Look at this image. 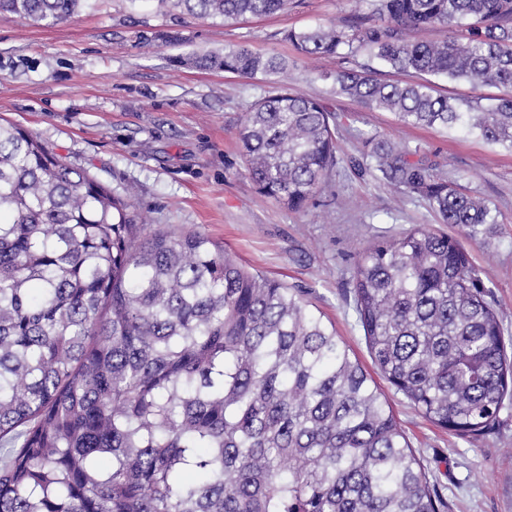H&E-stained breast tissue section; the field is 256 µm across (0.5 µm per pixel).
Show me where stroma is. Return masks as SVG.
<instances>
[{
	"mask_svg": "<svg viewBox=\"0 0 512 512\" xmlns=\"http://www.w3.org/2000/svg\"><path fill=\"white\" fill-rule=\"evenodd\" d=\"M368 11L367 0H293L270 16L197 20L155 0H89L50 26L0 17V122L32 131L117 192L133 189L149 227L205 233L250 272L305 288L365 369L373 363L353 310L355 263L416 224L465 247L512 342V150L461 130L405 126L337 96L321 75L339 59L300 55L284 39ZM232 45L287 58L290 89L336 118L338 163L302 209L261 196L244 172L239 132L272 81L188 62ZM370 135L420 148L460 190L487 200L497 224L470 236L441 223L426 200L359 173L353 163ZM380 389L447 512H512V400L499 427L472 441L419 416L389 384Z\"/></svg>",
	"mask_w": 512,
	"mask_h": 512,
	"instance_id": "1",
	"label": "stroma"
}]
</instances>
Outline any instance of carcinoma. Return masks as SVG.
Here are the masks:
<instances>
[{
    "label": "carcinoma",
    "mask_w": 512,
    "mask_h": 512,
    "mask_svg": "<svg viewBox=\"0 0 512 512\" xmlns=\"http://www.w3.org/2000/svg\"><path fill=\"white\" fill-rule=\"evenodd\" d=\"M87 0H0L52 25ZM210 19L288 0H158ZM354 25L290 31L304 55L366 52L397 71L512 88V0H369ZM448 29L437 43L422 38ZM407 30L420 35L404 37ZM205 69L278 76L244 46ZM321 78L409 126L512 149V94L487 107L365 67ZM258 192L302 208L338 163L320 101L277 87L239 133ZM355 163L475 236L497 220L425 156L370 136ZM354 310L373 365L439 427L478 439L512 397V354L462 245L418 225L364 251ZM378 386L300 288L198 231L149 229L130 196L0 123V512H443Z\"/></svg>",
    "instance_id": "cac0c4a2"
}]
</instances>
